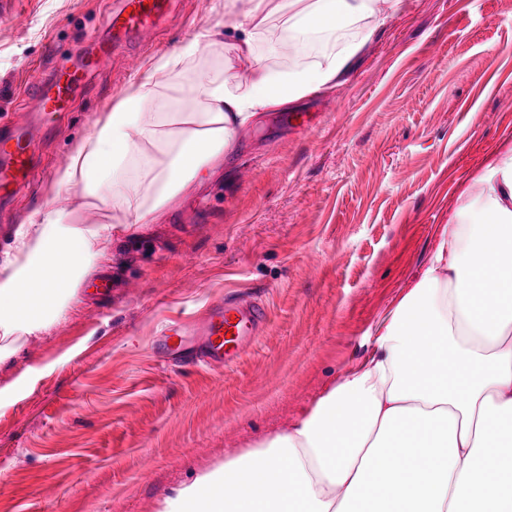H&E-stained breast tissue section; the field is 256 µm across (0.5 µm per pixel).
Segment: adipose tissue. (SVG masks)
<instances>
[{"label": "adipose tissue", "mask_w": 512, "mask_h": 512, "mask_svg": "<svg viewBox=\"0 0 512 512\" xmlns=\"http://www.w3.org/2000/svg\"><path fill=\"white\" fill-rule=\"evenodd\" d=\"M403 0H225L215 25L152 61L55 172L117 224L44 205L0 267V362L66 312L115 233L160 223L229 162L241 129L346 76ZM160 512H512V149L493 156L373 350L290 429L165 498Z\"/></svg>", "instance_id": "obj_1"}]
</instances>
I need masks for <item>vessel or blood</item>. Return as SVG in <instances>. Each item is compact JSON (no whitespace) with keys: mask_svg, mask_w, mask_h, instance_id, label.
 I'll list each match as a JSON object with an SVG mask.
<instances>
[{"mask_svg":"<svg viewBox=\"0 0 512 512\" xmlns=\"http://www.w3.org/2000/svg\"><path fill=\"white\" fill-rule=\"evenodd\" d=\"M171 7V0H118L107 16L105 34L95 36L73 65L63 64L52 71L47 89L40 93L42 110L34 121L14 125L0 135V196H13L29 184L34 169L33 138L49 133L51 119L67 111L72 93L112 54L155 34ZM263 322L255 306L222 298L211 305L207 317L169 324L163 334L174 342L175 363L223 365L258 334Z\"/></svg>","mask_w":512,"mask_h":512,"instance_id":"obj_1","label":"vessel or blood"}]
</instances>
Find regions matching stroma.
Masks as SVG:
<instances>
[{
    "instance_id": "obj_1",
    "label": "stroma",
    "mask_w": 512,
    "mask_h": 512,
    "mask_svg": "<svg viewBox=\"0 0 512 512\" xmlns=\"http://www.w3.org/2000/svg\"><path fill=\"white\" fill-rule=\"evenodd\" d=\"M112 0H7L0 9V124L35 109L34 85L105 28ZM224 0H180L145 51L104 61L35 151L36 176L0 199V262L16 227L50 203L104 220L55 170L147 61L218 23ZM301 126L268 112L229 168L175 214L100 242L98 265L48 330L0 363V512H159L165 497L286 429L371 352L369 336L512 147V0H404ZM265 321L226 367H178L169 323L219 298Z\"/></svg>"
}]
</instances>
